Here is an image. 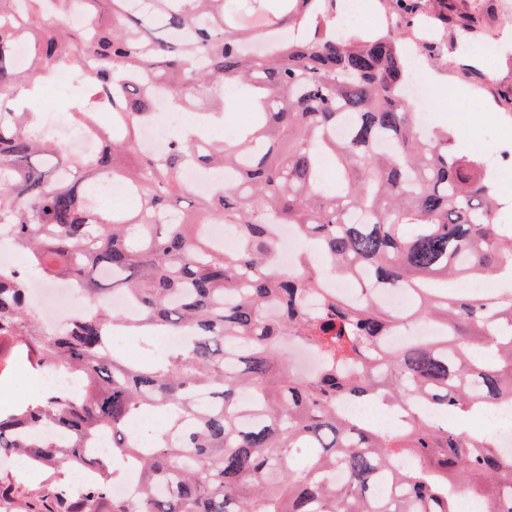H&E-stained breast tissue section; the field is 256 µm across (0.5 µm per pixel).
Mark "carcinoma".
Returning <instances> with one entry per match:
<instances>
[{"label": "carcinoma", "instance_id": "cac0c4a2", "mask_svg": "<svg viewBox=\"0 0 512 512\" xmlns=\"http://www.w3.org/2000/svg\"><path fill=\"white\" fill-rule=\"evenodd\" d=\"M131 2L0 0V100L78 68L71 114L85 127L112 91V130L65 163L54 139L30 133L38 113L0 103V227L44 280L140 306L131 323L103 307L49 334L29 307L26 269L0 268V341L78 385L0 411V456L49 474L14 508L11 480L0 482L4 512H459V489L512 512V456L438 422L512 403V210L485 155L446 127L417 130L399 33L346 38L330 0ZM72 13L81 25L64 21ZM157 84L201 117L158 156L139 144ZM226 88L259 108L216 140L203 131L222 123ZM188 165L237 176L198 193L182 180ZM99 179L121 183L132 208L100 214ZM206 224L237 228L238 246L215 243ZM276 224L352 277L360 300L324 296L309 311L322 270L306 253L280 267ZM490 275L491 295L459 287ZM379 288L407 290L409 316L441 333L388 347L405 317L377 302ZM124 327L149 349L163 332L180 343L132 361L110 346ZM286 337L322 356L317 375L280 367ZM199 390L208 405L193 399ZM373 396L425 413L401 432L336 413L340 399ZM145 418L162 425L149 448L131 430ZM102 432L110 455L89 451ZM132 462L137 496L117 498ZM336 469L346 484L325 481Z\"/></svg>", "mask_w": 512, "mask_h": 512}]
</instances>
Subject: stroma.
Returning a JSON list of instances; mask_svg holds the SVG:
<instances>
[{"instance_id":"obj_1","label":"stroma","mask_w":512,"mask_h":512,"mask_svg":"<svg viewBox=\"0 0 512 512\" xmlns=\"http://www.w3.org/2000/svg\"><path fill=\"white\" fill-rule=\"evenodd\" d=\"M441 10L470 14L476 34L464 37L456 23L434 22L430 43L420 49L412 75L421 83L429 81L428 70L448 75L450 88H432L422 98H410V110L428 112L437 125L460 130L469 150L482 151L485 129L497 123L500 114L512 113V0H441ZM492 41L493 61L476 50L479 42ZM490 111H483V104ZM29 364L19 359L8 342L0 343V409H11L29 396L28 388L16 381L19 370Z\"/></svg>"}]
</instances>
